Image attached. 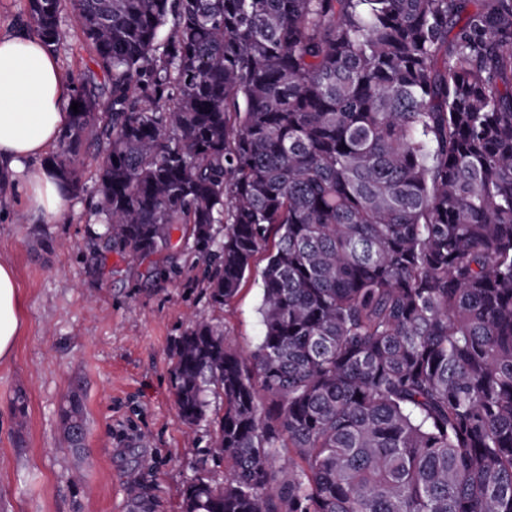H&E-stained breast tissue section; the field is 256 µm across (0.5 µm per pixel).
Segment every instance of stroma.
Instances as JSON below:
<instances>
[{
    "label": "stroma",
    "mask_w": 512,
    "mask_h": 512,
    "mask_svg": "<svg viewBox=\"0 0 512 512\" xmlns=\"http://www.w3.org/2000/svg\"><path fill=\"white\" fill-rule=\"evenodd\" d=\"M61 27L54 51L76 81L91 53L71 11ZM76 165L84 189L56 223H27L15 196L0 192V257L14 267L23 322L12 358L0 362V512H129L135 490L158 512H181L185 485L199 474L223 482L224 467L213 459L210 425L177 414L175 344L193 319L209 316L231 347L253 350L263 333L265 260L256 258L220 308L208 302L207 266L188 236L172 238L180 273L158 278L154 259L136 266L112 254L103 276L90 277L93 152ZM77 387L87 417L79 449L64 442L58 418Z\"/></svg>",
    "instance_id": "obj_1"
}]
</instances>
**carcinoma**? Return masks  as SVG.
<instances>
[{
  "instance_id": "cac0c4a2",
  "label": "carcinoma",
  "mask_w": 512,
  "mask_h": 512,
  "mask_svg": "<svg viewBox=\"0 0 512 512\" xmlns=\"http://www.w3.org/2000/svg\"><path fill=\"white\" fill-rule=\"evenodd\" d=\"M67 7L97 70L46 163L78 194L95 149L96 251L188 232L221 307L278 236L256 350L175 346L228 472L182 512H512V0H27L34 33Z\"/></svg>"
}]
</instances>
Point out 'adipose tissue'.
Returning <instances> with one entry per match:
<instances>
[{"instance_id":"ef3b65f1","label":"adipose tissue","mask_w":512,"mask_h":512,"mask_svg":"<svg viewBox=\"0 0 512 512\" xmlns=\"http://www.w3.org/2000/svg\"><path fill=\"white\" fill-rule=\"evenodd\" d=\"M73 86L38 36L0 33V175L33 223L53 222L69 194L52 168L42 165L68 121ZM22 327L18 285L0 258V362L8 360Z\"/></svg>"}]
</instances>
